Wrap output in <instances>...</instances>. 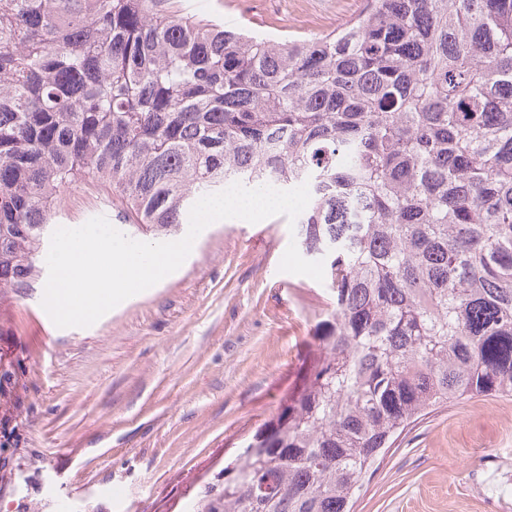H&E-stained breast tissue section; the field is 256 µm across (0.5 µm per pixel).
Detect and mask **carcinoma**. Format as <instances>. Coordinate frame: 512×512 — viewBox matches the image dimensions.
Returning a JSON list of instances; mask_svg holds the SVG:
<instances>
[{
    "mask_svg": "<svg viewBox=\"0 0 512 512\" xmlns=\"http://www.w3.org/2000/svg\"><path fill=\"white\" fill-rule=\"evenodd\" d=\"M159 2L0 0V294L83 185L171 242L205 194L308 183L318 353L196 512H353L417 420L512 396V0H363L291 36Z\"/></svg>",
    "mask_w": 512,
    "mask_h": 512,
    "instance_id": "1",
    "label": "carcinoma"
}]
</instances>
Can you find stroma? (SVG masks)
<instances>
[{
    "label": "stroma",
    "mask_w": 512,
    "mask_h": 512,
    "mask_svg": "<svg viewBox=\"0 0 512 512\" xmlns=\"http://www.w3.org/2000/svg\"><path fill=\"white\" fill-rule=\"evenodd\" d=\"M362 0H162L264 31L318 32ZM118 215L82 186L55 221ZM286 217L215 222L183 265L86 328H59L43 283L0 299V348L24 371L23 426L0 450V512H190L224 463L275 415L319 346L326 289L283 273ZM512 396L474 397L420 420L366 482L355 512H512ZM126 494L109 495L111 485Z\"/></svg>",
    "instance_id": "obj_1"
}]
</instances>
